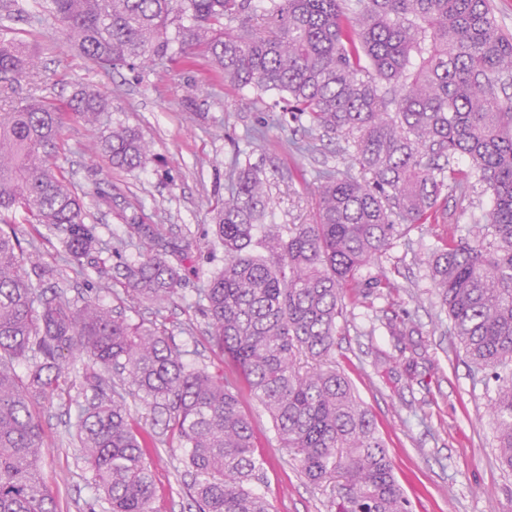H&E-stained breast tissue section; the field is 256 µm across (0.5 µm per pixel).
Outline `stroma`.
Here are the masks:
<instances>
[{"label":"stroma","instance_id":"stroma-1","mask_svg":"<svg viewBox=\"0 0 512 512\" xmlns=\"http://www.w3.org/2000/svg\"><path fill=\"white\" fill-rule=\"evenodd\" d=\"M26 18L0 6V37L15 39L39 55L40 86L49 99L64 101L81 88L108 97V118L136 128L153 158L143 169H113L108 158L92 155L97 129L71 122L60 164L82 195L98 235L116 243L106 253L107 283L62 270L69 296H92L129 320L153 322L190 352L192 363L233 375V364L213 347L198 290L224 265V248L212 233L211 209L227 192L239 166L258 167L274 201L269 225L305 224L315 207L314 187L324 171L344 168L343 137H316L280 96L255 101L251 91L216 77L206 58L176 61L163 69L123 67L106 72L68 49L62 24L43 16L37 35ZM491 199L481 187L449 194L438 223L414 224L394 238L386 252L361 267L345 293L346 315L338 323L336 366L351 380L373 415L413 512H512V473L496 457V431L488 413L491 397L463 349L448 330V315L431 281L428 260L450 236L481 222ZM155 224L171 246L197 240L193 272L178 294L160 307L138 301L127 290L122 266L137 247L123 246L132 217ZM407 315L423 357L414 377L384 318ZM85 361L69 365L73 387L34 414L45 433L39 468L55 498L57 512H109L96 497L75 438V421L86 392ZM258 455L267 462L259 490L273 512H329V495L303 477L294 454L280 444L263 405L241 391ZM137 425L151 433L149 450L155 512H195L188 498L182 450L176 436L153 425L142 401L128 397Z\"/></svg>","mask_w":512,"mask_h":512}]
</instances>
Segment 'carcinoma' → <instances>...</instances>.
Here are the masks:
<instances>
[{
    "label": "carcinoma",
    "instance_id": "1",
    "mask_svg": "<svg viewBox=\"0 0 512 512\" xmlns=\"http://www.w3.org/2000/svg\"><path fill=\"white\" fill-rule=\"evenodd\" d=\"M70 46L109 71L139 62L162 67L191 47L218 76L275 93L309 122L310 132L338 134L351 148L347 171L319 175L310 224L267 237L269 257L249 247L272 205L260 171L248 164L214 208V236L224 267L199 289L213 345L266 408L283 447L312 485L330 492L334 512H410L370 411L336 369L337 321L345 285L380 257L408 224L438 218L442 194L461 195L477 181L491 198L486 224L454 237L431 259V278L447 309L450 333L477 371L512 363V36L489 0H45ZM37 73L26 46L0 39V78ZM0 512H57L39 459L44 436L34 403H50L73 385L68 355L117 378L78 413L76 436L86 469L110 512H153L148 442L125 396L138 397L153 420L185 449L183 467L197 512H271L256 490L264 460L238 386L187 360L189 351L153 323L131 322L96 298L39 289L58 266L33 261L12 227L17 212L63 245L77 275L104 273L112 250L87 222L83 198L58 159L70 122L97 127L107 111L97 91H76L59 106L37 94L15 101L0 89ZM98 148L112 167L133 171L149 160L133 128L103 131ZM469 160L463 170L453 165ZM128 237L152 246L125 265L128 289L155 305L171 300L184 260L197 244L175 248L152 224L128 225ZM386 326L417 354L413 327ZM32 361L27 374L17 372ZM490 414L499 462L512 472V372L494 375Z\"/></svg>",
    "mask_w": 512,
    "mask_h": 512
}]
</instances>
